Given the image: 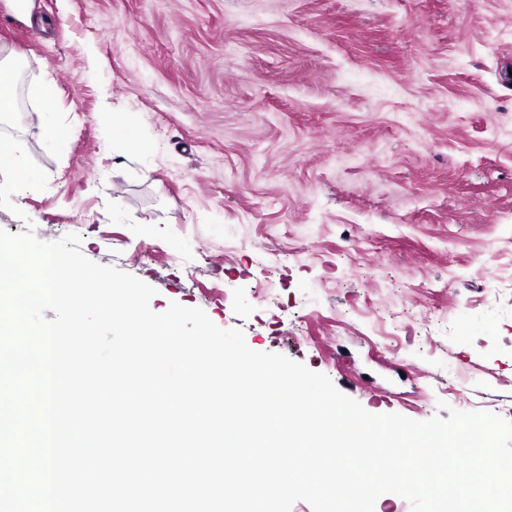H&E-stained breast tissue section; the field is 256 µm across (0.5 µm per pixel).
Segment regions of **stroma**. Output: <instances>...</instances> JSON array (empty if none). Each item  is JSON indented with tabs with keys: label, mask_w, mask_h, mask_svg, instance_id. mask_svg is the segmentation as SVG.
Masks as SVG:
<instances>
[{
	"label": "stroma",
	"mask_w": 512,
	"mask_h": 512,
	"mask_svg": "<svg viewBox=\"0 0 512 512\" xmlns=\"http://www.w3.org/2000/svg\"><path fill=\"white\" fill-rule=\"evenodd\" d=\"M0 49L44 175L0 173V230L80 234L369 412L512 421V0H0ZM42 112V130L44 137L55 147H60L65 144L67 140V132L61 127L53 117V107L45 105Z\"/></svg>",
	"instance_id": "stroma-1"
}]
</instances>
